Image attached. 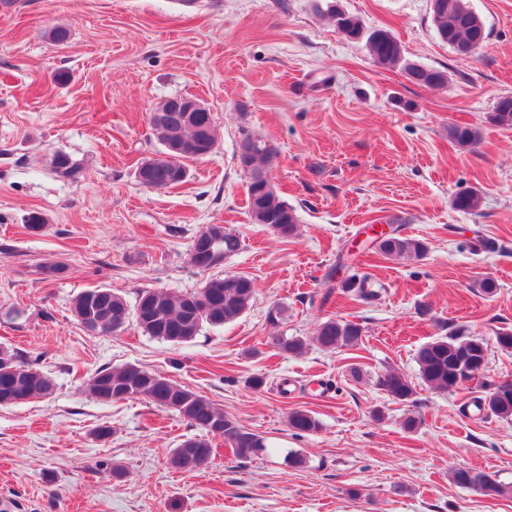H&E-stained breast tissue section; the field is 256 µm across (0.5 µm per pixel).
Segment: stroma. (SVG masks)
I'll return each instance as SVG.
<instances>
[{
	"label": "stroma",
	"instance_id": "1",
	"mask_svg": "<svg viewBox=\"0 0 512 512\" xmlns=\"http://www.w3.org/2000/svg\"><path fill=\"white\" fill-rule=\"evenodd\" d=\"M471 4L488 37L461 56L438 37L431 0H335L389 29L410 60L447 71V87L426 88L343 40L315 0H0V345L54 382L46 397L0 407V512H512V493L450 479L464 467L512 483V421L473 405L482 382L512 380V351L495 340L512 329V128L488 119L512 95V0ZM59 26L60 44L49 37ZM182 95L208 106L218 145L185 183L146 188L136 169L163 150L148 116ZM452 124L478 127L479 145L452 143ZM247 135L275 149L270 175L297 211L295 236L250 220L236 160ZM58 152L75 179L52 171ZM470 190L479 211L455 210ZM34 211L47 224L38 236L23 228ZM209 224L243 247L204 273L187 253ZM380 231L428 252L375 254ZM56 263L62 273L46 274ZM353 272L370 276L372 299L335 289ZM237 273L255 282L249 310L181 345L133 322L91 334L72 310L96 287L132 306L146 288L194 293ZM332 316L360 325L358 346L278 354L274 337H312ZM460 324L486 340V366L457 391H431L415 355ZM124 365L207 397L264 436L265 454L242 460L216 438L206 465L173 468L170 451L194 434L187 421L143 398L98 402L84 386ZM390 371L410 380L411 399L378 387ZM255 375L266 378L258 391ZM295 409L319 429H291ZM291 453L304 465L288 466Z\"/></svg>",
	"mask_w": 512,
	"mask_h": 512
}]
</instances>
